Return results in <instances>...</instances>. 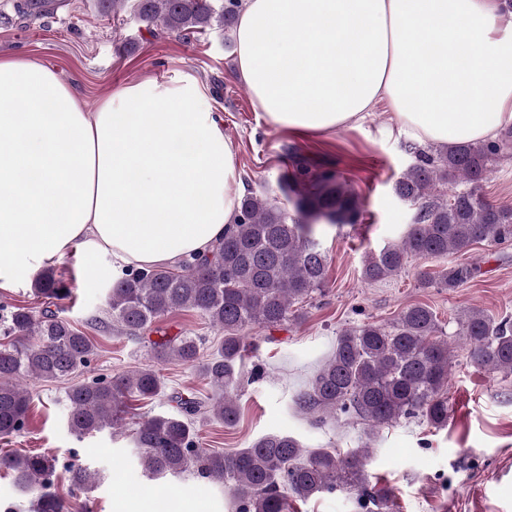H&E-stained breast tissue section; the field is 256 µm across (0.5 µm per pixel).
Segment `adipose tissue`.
<instances>
[{
  "instance_id": "ef3b65f1",
  "label": "adipose tissue",
  "mask_w": 512,
  "mask_h": 512,
  "mask_svg": "<svg viewBox=\"0 0 512 512\" xmlns=\"http://www.w3.org/2000/svg\"><path fill=\"white\" fill-rule=\"evenodd\" d=\"M237 75L273 126H358L385 104L421 144L512 123L501 0H241ZM193 77L126 85L86 111L39 61L0 57V289L69 250L174 266L208 251L242 194L224 119Z\"/></svg>"
}]
</instances>
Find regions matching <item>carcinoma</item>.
<instances>
[{
    "mask_svg": "<svg viewBox=\"0 0 512 512\" xmlns=\"http://www.w3.org/2000/svg\"><path fill=\"white\" fill-rule=\"evenodd\" d=\"M133 2L145 23L157 21L173 32L194 33L216 27L224 41L237 24L241 0H100L117 10ZM496 143L448 144L437 155L420 153L394 184V193L418 206L409 230L397 244L385 245L364 260L363 278L379 282L404 269L408 259L449 257L467 253L489 240L512 241V206L492 205L477 188L487 177ZM463 180L472 185L451 199L432 195L439 185ZM293 212L276 197L247 190L236 222L211 251L183 261L179 267L129 269L112 282L106 302L112 322L129 335L176 311H195L224 331L219 348L201 358L199 336H162L153 342L158 362L177 360L197 368L215 395L202 399L177 394L178 413L142 420L134 442L140 463L151 478L176 477L195 469L221 483L236 501L237 512H290L291 501L342 488L368 494L366 459L369 445L343 453L326 448L307 450L286 434L262 436L248 447L219 452L198 446L197 419L212 415L224 425L240 416L236 401L238 362L246 351V330L276 327L301 319L296 305L322 291L328 259L317 238L318 224H355L360 205L335 172L312 175L299 165L280 187ZM478 268L457 264L437 278L421 273L440 288L453 289L474 277ZM36 292L60 299L53 272L33 281ZM0 436L21 431L28 422L29 398L22 381H58L87 367L95 338L50 309L17 307L0 325ZM434 310L423 303L404 308L388 325L364 323L344 330L328 361L295 403L305 414L347 415L374 432L403 418L419 417L436 428L448 425V342ZM459 335L470 358L490 374L512 375V323L481 310L459 318ZM164 382L153 369H141L114 380L96 377L66 391L67 427L88 436L114 426L118 414L133 401L161 396ZM11 471L17 487L37 494V512H64V499L45 491L55 470L45 454H4L0 469Z\"/></svg>",
    "mask_w": 512,
    "mask_h": 512,
    "instance_id": "carcinoma-1",
    "label": "carcinoma"
}]
</instances>
